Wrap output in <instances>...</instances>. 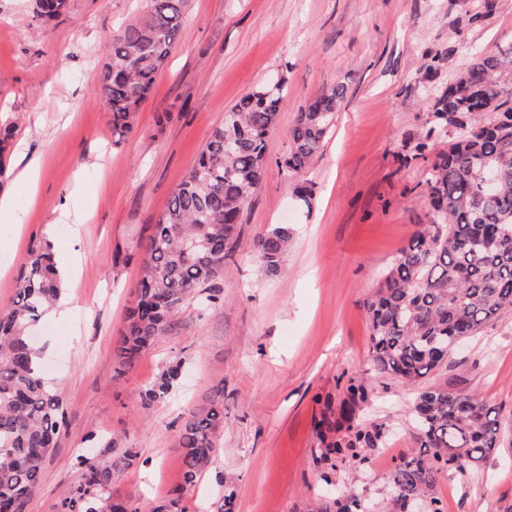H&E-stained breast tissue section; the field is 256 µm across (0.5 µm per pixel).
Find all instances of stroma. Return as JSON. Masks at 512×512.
<instances>
[{
  "label": "stroma",
  "instance_id": "1",
  "mask_svg": "<svg viewBox=\"0 0 512 512\" xmlns=\"http://www.w3.org/2000/svg\"><path fill=\"white\" fill-rule=\"evenodd\" d=\"M478 2L192 0L132 133L118 141L98 79L113 34L139 14L142 0H69L48 23L35 16V0H0V125L14 127L0 196L14 195L23 214L17 242L0 247V308L10 304L34 241L77 252V285L63 294L70 317L47 316L35 330L66 426L21 512H52L80 479L76 457L108 461L117 447L136 458L114 473L111 494L152 512L181 481L178 430L186 414L218 388V447L184 494L183 512H218L228 491L235 512H305L329 481L386 504L393 460L415 445L407 419L418 389L373 373L363 302L412 233L431 221L422 161L396 160L404 141L426 130L433 93L465 66L469 48L512 43V0H496L480 20ZM277 70L286 73L288 97L240 242L224 261L221 301L205 305L209 291L199 289L174 312L168 334L117 375L115 342L153 224L225 112ZM339 83L348 94L323 150L288 172L283 160L297 113ZM36 158L31 206L16 176ZM77 182L88 219L58 225ZM299 189L307 201L296 198ZM274 224L290 227L292 246L278 274L267 276L251 245ZM176 365L181 375L169 397L141 411L140 391ZM352 378L371 393L364 419L394 434L366 464H333L319 458L314 421ZM427 383L512 416V315L449 354ZM435 493L447 512H507L512 447L468 478H441Z\"/></svg>",
  "mask_w": 512,
  "mask_h": 512
}]
</instances>
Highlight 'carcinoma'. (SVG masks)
<instances>
[{"label": "carcinoma", "instance_id": "cac0c4a2", "mask_svg": "<svg viewBox=\"0 0 512 512\" xmlns=\"http://www.w3.org/2000/svg\"><path fill=\"white\" fill-rule=\"evenodd\" d=\"M190 0H146L143 16L112 38V53L98 93L112 116V136L123 139L176 45ZM44 22L61 16L68 0H35ZM347 87L334 86L298 112L284 166L304 169L322 150ZM288 96L286 80L263 85L224 113L193 166L175 187L144 245L142 273L126 327L116 342L117 375L129 372L141 354L169 331L174 310L197 289L224 275L235 249L242 213L258 192L267 163L268 140ZM426 134L403 145L399 161L426 163L423 196L432 211L364 302L370 325L373 369L406 385L443 367L448 354L490 322L512 313V45L477 49L435 97ZM448 148L431 155L430 139ZM495 169L497 189L483 192L480 175ZM290 231L274 226L253 238L256 262L277 274ZM61 297L54 245L32 243L10 305L0 311V512H19L39 488L46 455L66 424L59 391L41 371V350L28 335ZM174 369L140 393L149 409L168 394ZM369 403L366 384L346 387L338 411L317 423L327 460L362 461L382 442L380 427L361 412ZM419 452L394 462L389 474L388 512H404L408 498H423L427 512H444L435 496L443 475L467 478L501 447L500 412L464 391L443 386L421 390L412 409ZM224 422L223 394L188 413L179 434L182 483L154 512H176L217 448ZM126 448L110 462L77 457L81 480L54 504V512H137L130 502L106 496L115 471L130 466ZM357 494L327 498L312 512H369Z\"/></svg>", "mask_w": 512, "mask_h": 512}]
</instances>
